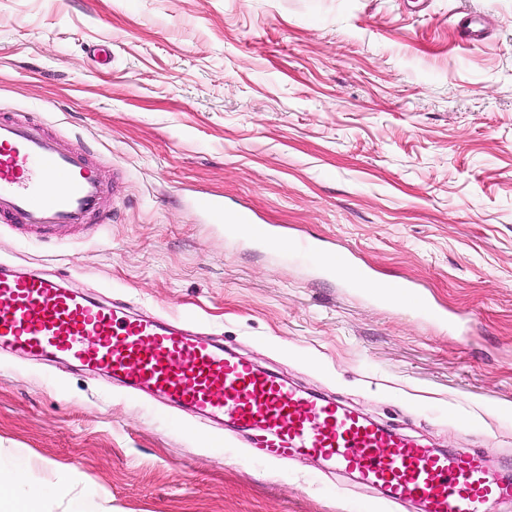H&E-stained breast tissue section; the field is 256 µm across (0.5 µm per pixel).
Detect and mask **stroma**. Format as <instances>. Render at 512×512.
Returning a JSON list of instances; mask_svg holds the SVG:
<instances>
[{
    "label": "stroma",
    "mask_w": 512,
    "mask_h": 512,
    "mask_svg": "<svg viewBox=\"0 0 512 512\" xmlns=\"http://www.w3.org/2000/svg\"><path fill=\"white\" fill-rule=\"evenodd\" d=\"M479 19L485 39L456 23ZM112 48L98 67L89 47ZM105 174L100 215L0 223V262L200 324L243 358L512 473V0H0V114ZM424 283L462 328L210 223L198 197ZM47 512H417L66 361L0 353V463Z\"/></svg>",
    "instance_id": "35a3bbf8"
}]
</instances>
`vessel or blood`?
Segmentation results:
<instances>
[{
	"mask_svg": "<svg viewBox=\"0 0 512 512\" xmlns=\"http://www.w3.org/2000/svg\"><path fill=\"white\" fill-rule=\"evenodd\" d=\"M102 172L86 150L63 148L43 124L0 117V223L58 232L98 212ZM199 208L216 224L240 225L251 241L288 253L314 246L259 223L250 207L218 198ZM323 270L351 288L370 275L350 251L323 250ZM378 299L428 307L411 280L377 287ZM0 350L67 358L108 372L131 391H148L214 419L231 417L266 459L311 456L381 490L389 504L417 502L423 512H484L512 501V480L496 476L476 451L440 452L362 414L298 389L225 354L220 343L159 317L105 304L59 279L0 263Z\"/></svg>",
	"mask_w": 512,
	"mask_h": 512,
	"instance_id": "1",
	"label": "vessel or blood"
}]
</instances>
